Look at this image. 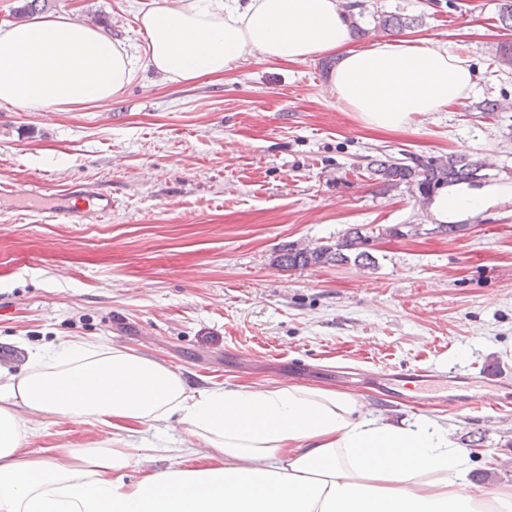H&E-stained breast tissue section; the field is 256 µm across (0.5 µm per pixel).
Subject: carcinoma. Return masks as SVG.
Wrapping results in <instances>:
<instances>
[{"instance_id": "1", "label": "carcinoma", "mask_w": 512, "mask_h": 512, "mask_svg": "<svg viewBox=\"0 0 512 512\" xmlns=\"http://www.w3.org/2000/svg\"><path fill=\"white\" fill-rule=\"evenodd\" d=\"M378 24L383 31L392 34H397L410 26L406 18L396 14L379 17ZM485 167L484 160L467 154L451 153L444 158L427 162L410 155L404 159L377 160L371 173L389 188L413 184L420 191L432 193L450 183L471 184ZM364 245V235L356 230L334 244L312 248L290 245L282 249L277 262L280 267L288 269L321 264H344L350 261L369 267L375 264V258L364 249Z\"/></svg>"}]
</instances>
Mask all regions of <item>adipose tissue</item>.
I'll return each instance as SVG.
<instances>
[{
    "mask_svg": "<svg viewBox=\"0 0 512 512\" xmlns=\"http://www.w3.org/2000/svg\"><path fill=\"white\" fill-rule=\"evenodd\" d=\"M134 55L69 13L0 23V103L67 111L111 101L141 72L177 83L223 73L256 53L304 62L337 57L332 90L365 127L395 131L461 102L471 60L454 42L398 38L351 47L337 0H151ZM512 202V180L451 184L429 208L456 224ZM33 415L111 424L112 448L28 449ZM179 419L215 465L174 466L125 480L138 427ZM468 456L447 424L393 423L330 388L193 389L167 365L72 339L0 366V512H512V485L466 479Z\"/></svg>",
    "mask_w": 512,
    "mask_h": 512,
    "instance_id": "1",
    "label": "adipose tissue"
}]
</instances>
